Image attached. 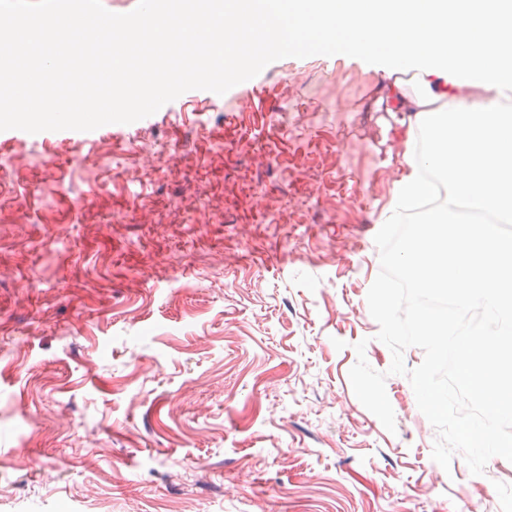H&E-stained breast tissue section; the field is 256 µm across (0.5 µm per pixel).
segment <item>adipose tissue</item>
<instances>
[{"label":"adipose tissue","mask_w":512,"mask_h":512,"mask_svg":"<svg viewBox=\"0 0 512 512\" xmlns=\"http://www.w3.org/2000/svg\"><path fill=\"white\" fill-rule=\"evenodd\" d=\"M205 16L198 43L191 20ZM282 51L348 41L393 62L387 109L411 112L427 137L407 147V173L385 211L411 224L405 259L423 293L512 316V112L497 96L512 89V0H171L150 41L129 40L110 18L68 12L48 28L15 11L0 25V117H50L52 99L76 118L106 117L141 105L183 80H219L249 66L265 39ZM426 70H416V63ZM481 87L485 102L468 92ZM512 333L466 340L460 375L490 418L512 413V368L500 359Z\"/></svg>","instance_id":"ef3b65f1"}]
</instances>
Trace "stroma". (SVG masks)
I'll list each match as a JSON object with an SVG mask.
<instances>
[{
	"mask_svg": "<svg viewBox=\"0 0 512 512\" xmlns=\"http://www.w3.org/2000/svg\"><path fill=\"white\" fill-rule=\"evenodd\" d=\"M127 21L141 0H11ZM140 112L0 122V512H500L389 374L367 293L412 116L375 53H254ZM387 373V431L354 346Z\"/></svg>",
	"mask_w": 512,
	"mask_h": 512,
	"instance_id": "obj_1",
	"label": "stroma"
}]
</instances>
